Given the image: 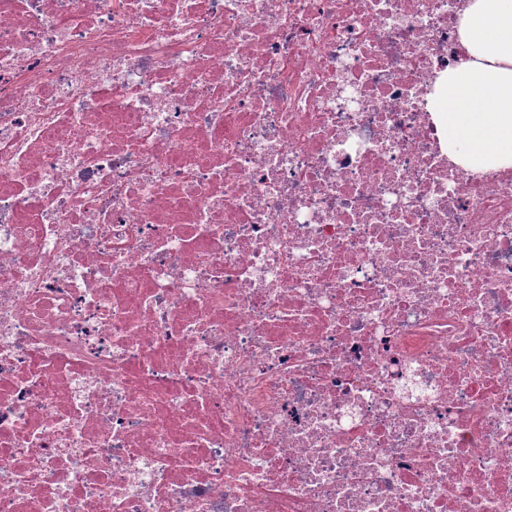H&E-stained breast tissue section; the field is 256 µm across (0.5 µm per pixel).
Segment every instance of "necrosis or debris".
I'll return each instance as SVG.
<instances>
[{
    "instance_id": "necrosis-or-debris-1",
    "label": "necrosis or debris",
    "mask_w": 512,
    "mask_h": 512,
    "mask_svg": "<svg viewBox=\"0 0 512 512\" xmlns=\"http://www.w3.org/2000/svg\"><path fill=\"white\" fill-rule=\"evenodd\" d=\"M466 4L0 0V512H512Z\"/></svg>"
}]
</instances>
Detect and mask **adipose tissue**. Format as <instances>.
<instances>
[{
	"label": "adipose tissue",
	"mask_w": 512,
	"mask_h": 512,
	"mask_svg": "<svg viewBox=\"0 0 512 512\" xmlns=\"http://www.w3.org/2000/svg\"><path fill=\"white\" fill-rule=\"evenodd\" d=\"M459 33L470 58L431 97L448 153L473 172L512 167V0H469Z\"/></svg>",
	"instance_id": "adipose-tissue-1"
}]
</instances>
